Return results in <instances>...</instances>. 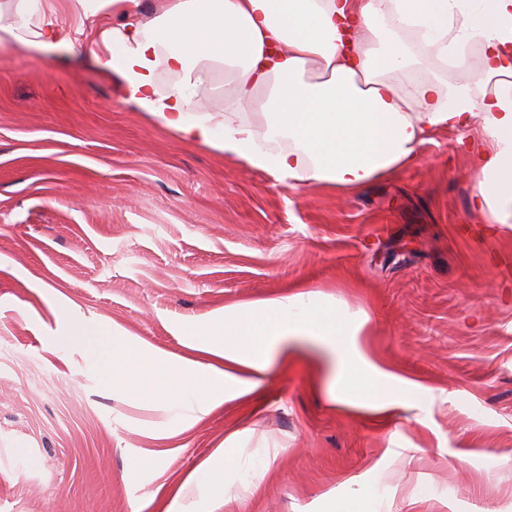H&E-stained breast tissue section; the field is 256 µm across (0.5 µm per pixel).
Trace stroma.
<instances>
[{
    "mask_svg": "<svg viewBox=\"0 0 512 512\" xmlns=\"http://www.w3.org/2000/svg\"><path fill=\"white\" fill-rule=\"evenodd\" d=\"M113 86L89 57L0 44V512H141L231 436L223 512H512V230L470 206L478 128L353 196L291 190ZM293 290L365 311V348L423 385L417 407L333 401L306 344L158 439L165 413L93 371L103 338L51 351L68 325L117 323L179 353L177 328Z\"/></svg>",
    "mask_w": 512,
    "mask_h": 512,
    "instance_id": "stroma-1",
    "label": "stroma"
}]
</instances>
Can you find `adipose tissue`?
<instances>
[{
	"label": "adipose tissue",
	"instance_id": "1",
	"mask_svg": "<svg viewBox=\"0 0 512 512\" xmlns=\"http://www.w3.org/2000/svg\"><path fill=\"white\" fill-rule=\"evenodd\" d=\"M111 23L88 28L91 17ZM89 56L119 102L180 138L289 188L344 194L419 163L440 130L479 124L474 207L512 227V0H0V41ZM224 67V117L202 102ZM173 77L166 90L159 72ZM367 313L312 293L214 311L177 355L113 325L92 367L139 406L157 401L174 437L261 388L276 359L312 339L334 357L336 401L411 406L418 383L362 348ZM224 449L187 475L165 512H220Z\"/></svg>",
	"mask_w": 512,
	"mask_h": 512
}]
</instances>
